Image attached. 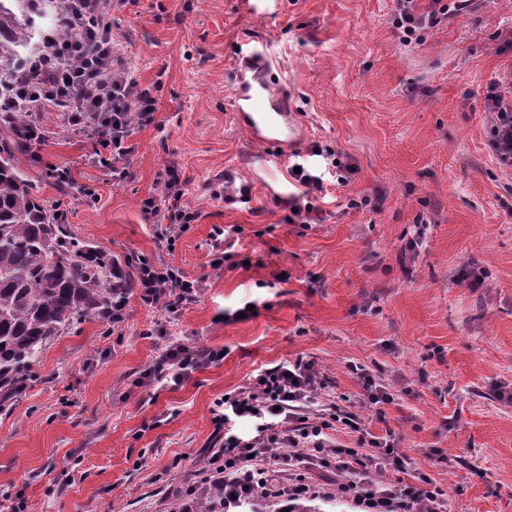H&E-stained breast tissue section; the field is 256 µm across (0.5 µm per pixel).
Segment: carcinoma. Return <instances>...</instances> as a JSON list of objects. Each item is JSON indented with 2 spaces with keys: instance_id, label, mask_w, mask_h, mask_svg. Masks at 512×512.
Listing matches in <instances>:
<instances>
[{
  "instance_id": "1",
  "label": "carcinoma",
  "mask_w": 512,
  "mask_h": 512,
  "mask_svg": "<svg viewBox=\"0 0 512 512\" xmlns=\"http://www.w3.org/2000/svg\"><path fill=\"white\" fill-rule=\"evenodd\" d=\"M66 0H12L0 6V87L26 70L45 34L59 32ZM24 110L0 112V401L20 393L45 348L72 325L112 320V252L86 244L47 209L26 172L19 135ZM267 498L246 512H273ZM195 512H224V484L195 493Z\"/></svg>"
}]
</instances>
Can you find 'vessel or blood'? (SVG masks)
Instances as JSON below:
<instances>
[{"instance_id": "vessel-or-blood-1", "label": "vessel or blood", "mask_w": 512, "mask_h": 512, "mask_svg": "<svg viewBox=\"0 0 512 512\" xmlns=\"http://www.w3.org/2000/svg\"><path fill=\"white\" fill-rule=\"evenodd\" d=\"M273 65V58L266 52H240L233 112L238 127L253 141L274 146L285 158L297 150L303 133L294 120L287 96L276 90L271 81Z\"/></svg>"}]
</instances>
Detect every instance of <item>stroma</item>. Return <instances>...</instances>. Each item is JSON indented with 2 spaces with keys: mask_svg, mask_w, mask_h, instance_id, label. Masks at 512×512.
Here are the masks:
<instances>
[{
  "mask_svg": "<svg viewBox=\"0 0 512 512\" xmlns=\"http://www.w3.org/2000/svg\"><path fill=\"white\" fill-rule=\"evenodd\" d=\"M395 17L396 0H128L113 14L118 53L157 102L130 140L128 177L105 176L55 112L27 172L75 237L122 263H173L203 290L174 314L131 298L115 328L92 319L48 346L31 386L0 407V512H164L212 468L215 402L299 354L325 379L322 404L359 411L364 431L406 454L405 474L377 470V482L425 475L445 512H512V170L486 123L512 70V0L410 37ZM247 46L279 64L306 144L351 169L342 186L326 174L317 223H287L289 162L233 120ZM172 162L198 218L169 251L141 206ZM54 166L70 169L72 198L47 178ZM474 273L481 286H465ZM250 301L254 316L225 322ZM175 341L224 357L176 386L146 382ZM357 364L392 395L383 416L361 408Z\"/></svg>",
  "mask_w": 512,
  "mask_h": 512,
  "instance_id": "stroma-1",
  "label": "stroma"
}]
</instances>
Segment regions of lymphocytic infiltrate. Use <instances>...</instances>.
Wrapping results in <instances>:
<instances>
[{
	"instance_id": "lymphocytic-infiltrate-1",
	"label": "lymphocytic infiltrate",
	"mask_w": 512,
	"mask_h": 512,
	"mask_svg": "<svg viewBox=\"0 0 512 512\" xmlns=\"http://www.w3.org/2000/svg\"><path fill=\"white\" fill-rule=\"evenodd\" d=\"M62 16L65 37L45 36L43 46L30 60L27 74L18 79L26 106L24 138L45 141L49 132L41 116L46 109L60 113L73 132L95 139L103 153L98 164L111 170L113 179L125 178L120 162L129 153L128 139L138 127L152 122L156 101L138 91L131 71L123 65L112 42V14L127 0H67ZM417 0H397L396 22L406 33L438 26L449 13H467L473 0H453L452 5L432 0L433 7L417 13ZM489 147L500 168L512 169V79L490 98ZM161 197H148L142 211L149 223L158 225L157 237L174 245L180 232L197 214L183 202L184 182L176 164L164 169ZM115 279H130L140 302L147 306L165 303L177 312L195 300L202 282L190 279L165 261L138 260L134 270L113 266ZM223 351H201L174 343L163 358L150 367L148 379H170L180 384L202 365L223 358ZM325 381L313 361L298 355L270 368L258 370L248 384L228 399L217 402L213 421L223 430L219 454L224 462L210 480L224 483V506L235 507L241 499L271 493V473L288 478V495L312 498L315 487L297 474L299 464L333 467L339 478L336 490L366 512H439L443 495L426 479L406 485L380 484L371 475L367 455L355 448L331 446L325 432L341 427L360 431L358 414L338 408H319ZM252 423L254 434L242 437L234 427L240 420Z\"/></svg>"
}]
</instances>
